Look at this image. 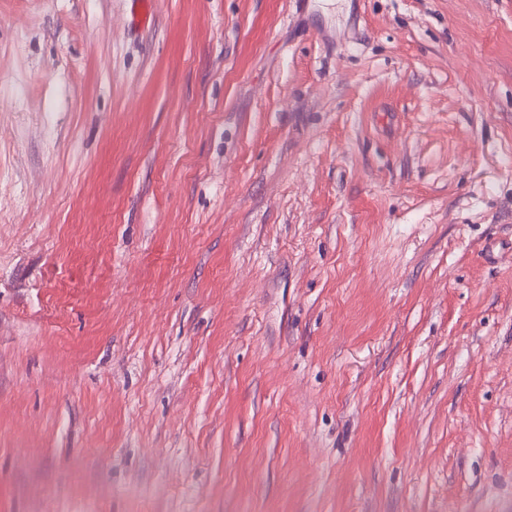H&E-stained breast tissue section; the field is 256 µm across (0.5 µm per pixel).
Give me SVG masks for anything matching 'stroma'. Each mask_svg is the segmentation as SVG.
<instances>
[{
	"mask_svg": "<svg viewBox=\"0 0 512 512\" xmlns=\"http://www.w3.org/2000/svg\"><path fill=\"white\" fill-rule=\"evenodd\" d=\"M0 0V512H512V0Z\"/></svg>",
	"mask_w": 512,
	"mask_h": 512,
	"instance_id": "obj_1",
	"label": "stroma"
}]
</instances>
